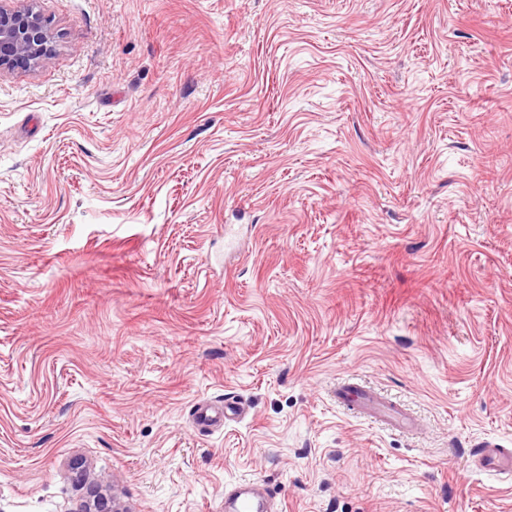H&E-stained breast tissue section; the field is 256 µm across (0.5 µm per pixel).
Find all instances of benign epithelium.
Segmentation results:
<instances>
[{
    "instance_id": "benign-epithelium-1",
    "label": "benign epithelium",
    "mask_w": 512,
    "mask_h": 512,
    "mask_svg": "<svg viewBox=\"0 0 512 512\" xmlns=\"http://www.w3.org/2000/svg\"><path fill=\"white\" fill-rule=\"evenodd\" d=\"M55 50V36L33 4L11 7L0 2V72L33 71Z\"/></svg>"
}]
</instances>
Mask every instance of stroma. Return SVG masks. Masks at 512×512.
I'll list each match as a JSON object with an SVG mask.
<instances>
[{
    "label": "stroma",
    "mask_w": 512,
    "mask_h": 512,
    "mask_svg": "<svg viewBox=\"0 0 512 512\" xmlns=\"http://www.w3.org/2000/svg\"><path fill=\"white\" fill-rule=\"evenodd\" d=\"M0 74V512H512V0H36ZM354 378L417 436L354 418ZM249 415L205 436L196 403ZM2 2L0 72L34 71L55 53V36L33 3L11 7ZM477 459L483 469L512 473V449L486 447L477 455ZM269 485L261 481H245L224 490V512H282Z\"/></svg>",
    "instance_id": "1"
}]
</instances>
